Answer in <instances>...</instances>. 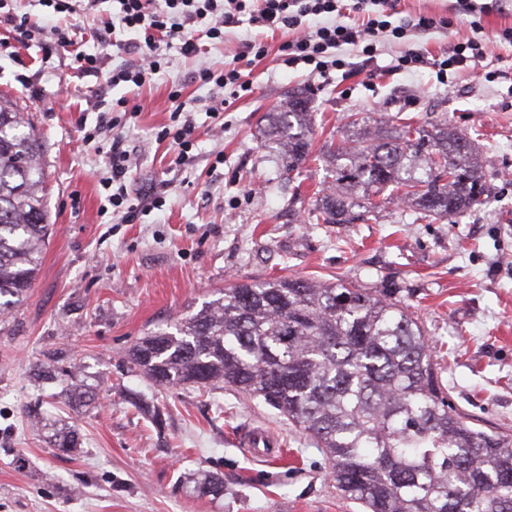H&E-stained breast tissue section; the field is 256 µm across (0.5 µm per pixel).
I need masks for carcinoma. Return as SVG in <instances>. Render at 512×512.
Instances as JSON below:
<instances>
[{
    "label": "carcinoma",
    "instance_id": "1",
    "mask_svg": "<svg viewBox=\"0 0 512 512\" xmlns=\"http://www.w3.org/2000/svg\"><path fill=\"white\" fill-rule=\"evenodd\" d=\"M308 101L289 96L260 128L288 170L308 160ZM18 102L0 93V313L27 298L50 225L44 145ZM333 179L314 224L368 220L387 189L412 223L458 215L483 200L470 139L443 120L401 119L330 146ZM142 337L133 365L158 386L226 385L260 398L322 449L337 488L365 512H512V439L467 424L448 404L432 347L383 288L304 278L241 282L174 325ZM53 446L79 444L53 428Z\"/></svg>",
    "mask_w": 512,
    "mask_h": 512
}]
</instances>
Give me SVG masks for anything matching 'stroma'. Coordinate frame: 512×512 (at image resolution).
<instances>
[{
    "mask_svg": "<svg viewBox=\"0 0 512 512\" xmlns=\"http://www.w3.org/2000/svg\"><path fill=\"white\" fill-rule=\"evenodd\" d=\"M118 12L117 0H100L72 16L84 50L102 59L99 75L84 78L46 32L23 45L0 24V92L30 113L46 144L50 223L27 299L0 314V512H363L337 491L321 449L263 401L231 387L156 386L128 363L140 337L241 281L288 276L393 290L433 343L449 402L470 425L512 436V43H494L444 85L429 65L391 73L406 46L441 54L468 22L455 0H397L390 23L405 27L404 38H383L373 61L322 78L287 62L284 34L245 13L220 43L204 34L211 19L195 23L197 54L173 41L144 85L109 88L111 71L133 60L97 40ZM419 15L436 27L409 28ZM252 41L268 53L243 67L250 95L228 101L199 81V61L222 67ZM173 90L194 126L181 164L159 137L171 124ZM101 92L127 109L118 132L131 152L130 195L164 198L129 223L101 212L112 175L110 141L98 130ZM292 92L308 99L314 138L310 160L290 174L258 131ZM353 112L373 128L395 114L423 125L447 118L474 139L487 197L430 223H411L389 198L365 224L310 223L331 180L326 150L346 138ZM74 363L95 394L86 406L65 398L71 380L62 370ZM136 395L159 410L162 427L134 405ZM50 423L75 427L77 450L54 448ZM253 428L274 433L282 458L244 452L239 436ZM201 475L220 477L223 494L196 490Z\"/></svg>",
    "mask_w": 512,
    "mask_h": 512,
    "instance_id": "obj_1",
    "label": "stroma"
}]
</instances>
